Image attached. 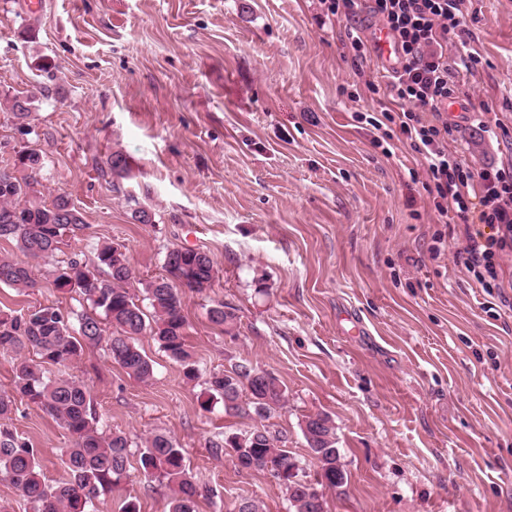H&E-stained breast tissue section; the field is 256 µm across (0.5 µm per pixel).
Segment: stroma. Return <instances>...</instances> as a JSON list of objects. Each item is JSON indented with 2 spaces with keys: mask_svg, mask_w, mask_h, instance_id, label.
Here are the masks:
<instances>
[{
  "mask_svg": "<svg viewBox=\"0 0 512 512\" xmlns=\"http://www.w3.org/2000/svg\"><path fill=\"white\" fill-rule=\"evenodd\" d=\"M0 0V170L20 150L43 155L40 198L67 193L86 223L61 259L93 262L98 244L125 245L137 278L164 275L168 250L209 254L208 294H187L189 341L203 371L249 361L277 377L288 402L267 419L228 413L150 335L138 345L154 378H130L102 349L70 372L92 389L105 429L133 444L153 432L187 451L195 478L215 491L199 512H289L278 481L213 456L218 433L280 432L316 483L307 416L336 426L342 488L328 512H512V309L489 297L454 252L458 219L428 206L420 159L396 144L384 156L353 115L383 109L369 84L374 59L354 64L345 23L320 0ZM465 40L481 57L463 87L482 111L455 117L450 150L476 164H509L512 0H463ZM31 97V132L9 109ZM120 151L130 166L105 171ZM147 211L150 223L137 221ZM445 245L432 257L434 234ZM0 285V309L88 306L45 279ZM233 308L231 332L207 318L210 300ZM13 426L39 451L47 481L63 477L65 429L22 402ZM120 490L96 502L119 512H169V492L138 461Z\"/></svg>",
  "mask_w": 512,
  "mask_h": 512,
  "instance_id": "obj_1",
  "label": "stroma"
}]
</instances>
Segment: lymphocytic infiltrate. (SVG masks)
Masks as SVG:
<instances>
[{"label":"lymphocytic infiltrate","instance_id":"lymphocytic-infiltrate-1","mask_svg":"<svg viewBox=\"0 0 512 512\" xmlns=\"http://www.w3.org/2000/svg\"><path fill=\"white\" fill-rule=\"evenodd\" d=\"M463 0H371L370 10L394 38L401 53L398 69L382 85L388 102L382 117H367L377 130L375 142L391 155V132L398 126L411 151L427 164L424 189L439 217L454 215L464 226V245L457 258L484 292L508 299L500 279L501 261L512 253V164L476 166L448 150L454 127L448 101L463 92V75L478 64L469 47L448 55L449 35L466 33ZM326 12L345 18L346 36L354 57L365 60L370 47L357 22L360 0H321Z\"/></svg>","mask_w":512,"mask_h":512}]
</instances>
